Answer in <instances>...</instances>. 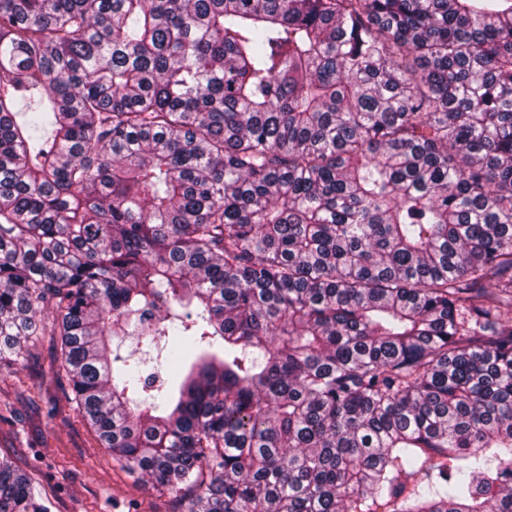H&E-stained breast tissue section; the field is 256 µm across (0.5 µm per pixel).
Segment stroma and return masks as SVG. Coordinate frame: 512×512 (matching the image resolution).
Returning a JSON list of instances; mask_svg holds the SVG:
<instances>
[{
  "instance_id": "1",
  "label": "stroma",
  "mask_w": 512,
  "mask_h": 512,
  "mask_svg": "<svg viewBox=\"0 0 512 512\" xmlns=\"http://www.w3.org/2000/svg\"><path fill=\"white\" fill-rule=\"evenodd\" d=\"M58 352L47 311L24 357L0 365V457L11 456L30 475L52 512H170L168 497L102 448L69 403Z\"/></svg>"
}]
</instances>
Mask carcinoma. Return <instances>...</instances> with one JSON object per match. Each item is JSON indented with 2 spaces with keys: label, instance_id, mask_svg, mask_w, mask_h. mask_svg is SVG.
<instances>
[{
  "label": "carcinoma",
  "instance_id": "carcinoma-1",
  "mask_svg": "<svg viewBox=\"0 0 512 512\" xmlns=\"http://www.w3.org/2000/svg\"><path fill=\"white\" fill-rule=\"evenodd\" d=\"M45 309L173 512H512V0H0V361ZM148 348L144 344H137V336L130 335L123 338L112 339V351L113 354L118 353L122 357H127L132 354V358H141L142 361H146L144 369L146 374L150 373L153 368V364L148 362L149 355H145L144 351Z\"/></svg>",
  "mask_w": 512,
  "mask_h": 512
}]
</instances>
